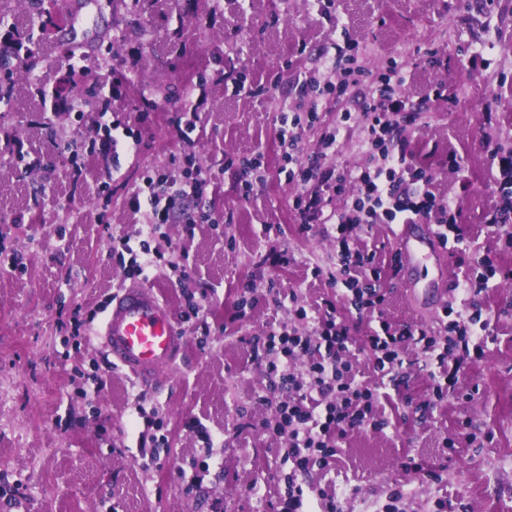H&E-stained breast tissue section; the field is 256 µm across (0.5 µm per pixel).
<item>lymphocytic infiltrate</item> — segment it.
I'll return each mask as SVG.
<instances>
[{
    "instance_id": "obj_1",
    "label": "lymphocytic infiltrate",
    "mask_w": 512,
    "mask_h": 512,
    "mask_svg": "<svg viewBox=\"0 0 512 512\" xmlns=\"http://www.w3.org/2000/svg\"><path fill=\"white\" fill-rule=\"evenodd\" d=\"M354 48L348 39L337 46L338 79L325 84L323 91L341 97L357 85H367L360 102L368 117L360 140L366 162L340 170L322 167L319 158L301 161L294 134L282 154L287 180L299 189L293 199L298 233L307 234L314 223L332 225L336 256L346 275L337 299L324 300L322 313L312 317L303 305L293 304L296 318L312 320L310 332L283 328L268 333L263 342L265 371L279 393L271 430L285 439L287 459L300 473L333 464L349 431H380L388 425L379 412L376 384L357 378L353 338L339 312L343 304L360 314L379 309L385 301L387 281L401 269L396 255L388 265H380L376 251L360 242L364 229L376 224H411L418 219L435 224L440 244H452L458 266L469 267L462 287L473 296L480 295L491 279L512 278L511 269L494 264L489 257L470 258L461 208L437 198L434 173L418 166L407 148L398 144L406 127L418 120V107L408 97L395 94L389 74L375 75L357 67ZM487 151L498 171L497 201L490 221L508 224L512 222V154H501L493 143ZM184 162L190 171L186 178L148 175L132 196L133 208L147 212L142 240L135 242L124 235L112 239L113 254L128 257L130 270L140 276H147L156 265L148 239L168 223L176 201L200 196L213 180L211 171L195 156H186ZM335 198L342 200V208L327 212L329 201ZM445 316L443 335L424 327L384 322L364 343L377 381H388L396 388L406 380L407 355L421 354L431 381L432 397L424 403L428 409L456 387L466 362L484 353L488 322L481 308L467 315L449 309Z\"/></svg>"
}]
</instances>
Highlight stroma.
I'll return each mask as SVG.
<instances>
[{
	"instance_id": "obj_1",
	"label": "stroma",
	"mask_w": 512,
	"mask_h": 512,
	"mask_svg": "<svg viewBox=\"0 0 512 512\" xmlns=\"http://www.w3.org/2000/svg\"><path fill=\"white\" fill-rule=\"evenodd\" d=\"M136 16L112 0H56L60 21L39 42L34 71L14 54L27 34L36 0L0 8V62L15 70L0 99V512H272L290 465L283 445L260 424L257 405L273 390L253 339L291 324L287 302L306 307L333 296L313 266L334 272L336 248L324 225L297 232V192L280 168V114L310 105L302 82L323 69L343 36L361 65L376 73L398 66L401 90L422 107L403 136L423 164L439 172L437 189L463 211L473 257L512 269L500 226L486 216L495 202L486 141L512 151V0H158ZM81 55L90 74L122 72L112 93L115 118L138 133L137 148L102 158L63 146L97 136L98 111L83 106L81 82L58 107L40 89L56 86ZM445 85L448 101L432 99ZM351 131L325 166L362 164L364 118L357 97L328 98L319 122L300 132V157L319 150L323 127L343 110ZM493 110V125L481 122ZM198 114L183 137L175 119ZM195 153L213 180L198 200L177 201L172 218L150 240L170 256L149 285L171 307L186 337L179 366L155 384H140L113 367L96 339L76 341L74 311L102 321L118 287L137 283L112 255L110 234L137 235L142 213L128 204L153 172L181 176ZM466 159L457 173L442 158ZM258 160L259 180L243 195L228 158ZM83 175L73 180V165ZM210 220L188 225L185 213ZM21 257L24 266L11 265ZM255 300L232 320L245 287ZM201 306L186 318L189 302ZM490 321L482 358L468 362L458 392L419 412L429 379L414 357L408 379L392 392L381 431L355 430L331 470L303 482L325 488L343 512H379L392 486H403L407 512H512V281L484 291ZM440 310L412 303L400 279L379 312L344 317L361 380L370 378L362 341L387 321L439 328ZM201 422L224 445L206 456L192 430ZM158 438L156 459L144 458L139 435ZM422 458L440 482L402 468Z\"/></svg>"
}]
</instances>
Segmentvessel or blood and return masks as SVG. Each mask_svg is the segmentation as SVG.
Listing matches in <instances>:
<instances>
[{
    "mask_svg": "<svg viewBox=\"0 0 512 512\" xmlns=\"http://www.w3.org/2000/svg\"><path fill=\"white\" fill-rule=\"evenodd\" d=\"M396 245L411 297L432 303L430 292L420 290L415 272L440 250L435 230L428 224L401 225ZM98 336L114 364L151 383L177 366L186 344L168 304L143 284L121 288L113 295Z\"/></svg>",
    "mask_w": 512,
    "mask_h": 512,
    "instance_id": "b4317fda",
    "label": "vessel or blood"
}]
</instances>
